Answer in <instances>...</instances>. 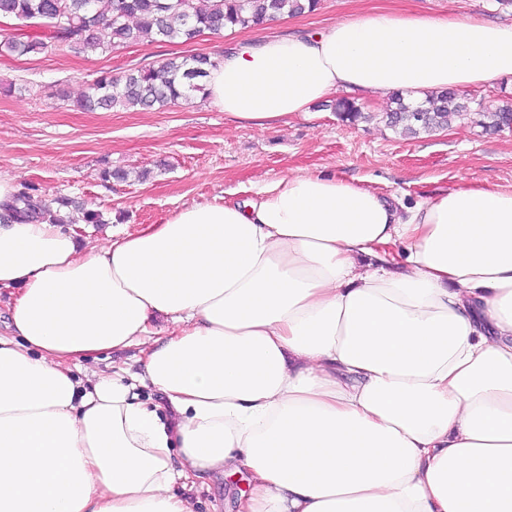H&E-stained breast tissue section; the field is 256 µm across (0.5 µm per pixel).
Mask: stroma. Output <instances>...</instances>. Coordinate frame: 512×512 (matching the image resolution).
<instances>
[{"label":"stroma","instance_id":"35a3bbf8","mask_svg":"<svg viewBox=\"0 0 512 512\" xmlns=\"http://www.w3.org/2000/svg\"><path fill=\"white\" fill-rule=\"evenodd\" d=\"M388 7L463 18L475 13L512 24V7L498 0H322L312 13L284 20L288 36L328 28L354 12ZM218 40L204 34L191 42H130L89 56L51 46L36 56L0 54V174L16 184L34 183L49 195L74 198L100 210L105 223L76 222L79 237L107 240L110 228L137 229L194 202H234L256 185L288 174L329 172L406 201L484 180L512 184V131L487 133L472 121L409 139L377 122H342L325 103L311 118L260 129L226 122L202 95L164 109L86 112L77 99L105 73L126 71L174 55L220 59L247 38ZM128 170L124 182H103L105 168ZM147 179H139L141 171ZM142 369L139 349L108 352L82 362L91 376ZM246 475H213L190 492L195 512H231L248 492Z\"/></svg>","mask_w":512,"mask_h":512}]
</instances>
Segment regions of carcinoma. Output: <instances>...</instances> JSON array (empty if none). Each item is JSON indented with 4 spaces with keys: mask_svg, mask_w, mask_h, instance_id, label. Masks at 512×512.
Segmentation results:
<instances>
[{
    "mask_svg": "<svg viewBox=\"0 0 512 512\" xmlns=\"http://www.w3.org/2000/svg\"><path fill=\"white\" fill-rule=\"evenodd\" d=\"M0 0V16L16 26L19 33L0 38V52L20 56L39 54L57 44L76 54L112 50L130 41L158 39L189 42L230 26L246 29L262 25L278 15L312 13L320 0ZM217 61L205 54L174 56L160 63L138 67L121 78L102 75L80 99L84 111L142 109L176 105L196 93L207 94V78ZM394 107L378 116L365 112L347 98L334 103L337 116L349 123L376 118L400 130L409 138L432 135L448 127L462 112L476 115V124L486 132L512 129V107L494 111L452 89L432 95L425 104L413 107L397 95ZM27 206L36 201L43 213L72 207L88 224L104 223L103 213L84 209L71 198H47L40 188L27 184L16 195Z\"/></svg>",
    "mask_w": 512,
    "mask_h": 512,
    "instance_id": "carcinoma-1",
    "label": "carcinoma"
}]
</instances>
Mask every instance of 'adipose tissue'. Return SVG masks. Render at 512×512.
<instances>
[{"instance_id":"adipose-tissue-1","label":"adipose tissue","mask_w":512,"mask_h":512,"mask_svg":"<svg viewBox=\"0 0 512 512\" xmlns=\"http://www.w3.org/2000/svg\"><path fill=\"white\" fill-rule=\"evenodd\" d=\"M275 26L211 71L226 118L512 78V25L476 15ZM17 190L0 174V512H194L214 473L247 475L237 512H512V185L394 206L297 172L103 245L9 215ZM140 345L136 378L73 373Z\"/></svg>"}]
</instances>
